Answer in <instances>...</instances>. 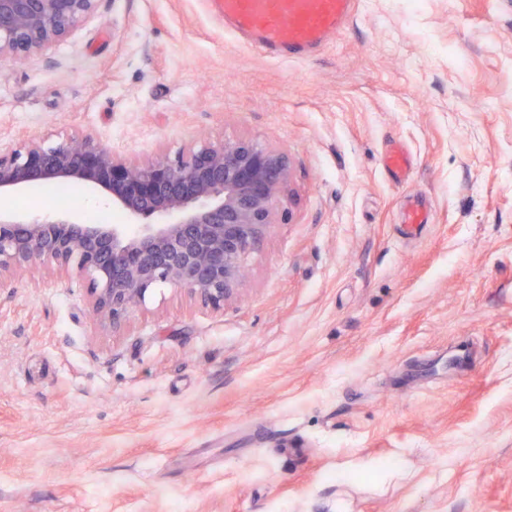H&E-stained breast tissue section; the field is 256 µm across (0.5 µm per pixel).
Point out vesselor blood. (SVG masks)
Returning <instances> with one entry per match:
<instances>
[{
	"mask_svg": "<svg viewBox=\"0 0 512 512\" xmlns=\"http://www.w3.org/2000/svg\"><path fill=\"white\" fill-rule=\"evenodd\" d=\"M360 0H212L229 33L278 55L313 53L337 35Z\"/></svg>",
	"mask_w": 512,
	"mask_h": 512,
	"instance_id": "obj_1",
	"label": "vessel or blood"
}]
</instances>
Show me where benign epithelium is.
<instances>
[{
    "label": "benign epithelium",
    "instance_id": "7a95c632",
    "mask_svg": "<svg viewBox=\"0 0 512 512\" xmlns=\"http://www.w3.org/2000/svg\"><path fill=\"white\" fill-rule=\"evenodd\" d=\"M98 0H0V57H29L90 18ZM288 154L253 138L203 142L189 156L124 157L90 135L45 147L0 148V198L35 183H75L128 224H88L56 206L37 214L0 209V288L43 267L76 270L91 306L120 335L154 288L169 284L224 310L249 255L283 210Z\"/></svg>",
    "mask_w": 512,
    "mask_h": 512
}]
</instances>
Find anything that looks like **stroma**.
Segmentation results:
<instances>
[{"mask_svg": "<svg viewBox=\"0 0 512 512\" xmlns=\"http://www.w3.org/2000/svg\"><path fill=\"white\" fill-rule=\"evenodd\" d=\"M78 134L256 138L291 203L218 312L163 285L115 336L77 272L0 288V512H512V0H365L290 58L98 0L0 60L1 146Z\"/></svg>", "mask_w": 512, "mask_h": 512, "instance_id": "1", "label": "stroma"}]
</instances>
